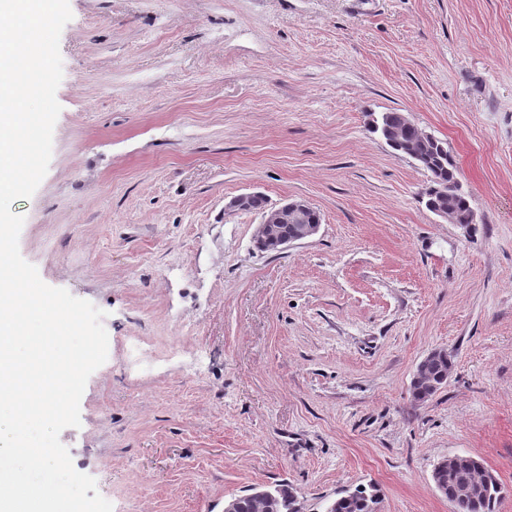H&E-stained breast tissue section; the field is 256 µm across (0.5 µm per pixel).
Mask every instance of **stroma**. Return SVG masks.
Listing matches in <instances>:
<instances>
[{"label":"stroma","mask_w":512,"mask_h":512,"mask_svg":"<svg viewBox=\"0 0 512 512\" xmlns=\"http://www.w3.org/2000/svg\"><path fill=\"white\" fill-rule=\"evenodd\" d=\"M49 169L22 257L105 311L106 362L60 440L113 512H224L288 483L452 512L432 470L483 459L512 512V0H69ZM447 142L472 229L370 131ZM263 195L313 238L261 252ZM142 341L143 357L128 346ZM451 354L420 402L413 373ZM444 350H434L430 352L417 366L416 371L414 373L411 386L412 389L419 387V386H430L432 390H429L427 388H424L423 391L425 395L430 396L435 393V391L438 390V387L441 383V381L444 379V382L448 380V372L451 369L452 366V359L451 355L448 354V352L445 355L437 356L440 354H444ZM437 356V357H434ZM431 357H434L431 359L429 366H428V374L431 376L434 382L438 384H434L430 381L428 374L426 373V366L428 364V361ZM449 367V369H448ZM443 382V383H444ZM441 383V385L443 384ZM433 391L434 393H431Z\"/></svg>","instance_id":"1"}]
</instances>
